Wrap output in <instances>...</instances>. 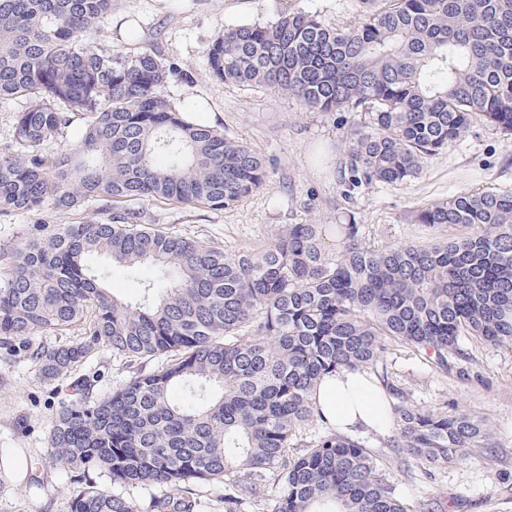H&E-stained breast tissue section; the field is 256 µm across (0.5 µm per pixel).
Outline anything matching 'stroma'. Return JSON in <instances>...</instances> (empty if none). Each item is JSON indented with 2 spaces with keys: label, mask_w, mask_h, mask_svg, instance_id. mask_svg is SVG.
<instances>
[{
  "label": "stroma",
  "mask_w": 512,
  "mask_h": 512,
  "mask_svg": "<svg viewBox=\"0 0 512 512\" xmlns=\"http://www.w3.org/2000/svg\"><path fill=\"white\" fill-rule=\"evenodd\" d=\"M317 12L332 24L353 21V0H112V11L93 39L101 49L137 53L158 45L176 54L191 82H171L166 94L200 124L223 129L264 159V188L238 206L215 211L166 200H131L147 224L209 243L230 254L271 246L287 224H363L378 246L425 243L436 230L414 221L415 211L460 192L512 189V139L474 122L456 145L427 159L419 179L346 193L344 142L348 125L307 109L296 98L267 89L244 90L211 79L206 51L224 28L272 21L277 10ZM97 205L49 208L19 214L0 226V249L23 236L27 224H78L108 219ZM468 358L449 357L448 371L429 369L413 347L396 342L388 371L408 405L481 417L495 452L473 449L445 467L424 470L402 448L381 446L375 431L361 432L378 451L392 483L405 491L412 512L443 494L445 512H512V345H473ZM104 350L79 374H97L94 395L103 398L139 369ZM71 394L66 385L41 380L26 360L0 350V455L24 452L32 478L0 476V512H69L70 472L50 459L49 431Z\"/></svg>",
  "instance_id": "1"
}]
</instances>
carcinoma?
I'll return each instance as SVG.
<instances>
[{"label":"carcinoma","mask_w":512,"mask_h":512,"mask_svg":"<svg viewBox=\"0 0 512 512\" xmlns=\"http://www.w3.org/2000/svg\"><path fill=\"white\" fill-rule=\"evenodd\" d=\"M354 2L346 26L284 10L224 29L206 53L209 76L358 115L345 142L353 188L418 178L475 120L512 137V0ZM111 10L112 0H0V99L25 100L0 148V218L131 198L224 210L266 182L261 156L164 95L191 80L177 58L94 44ZM77 120L75 148L41 152ZM415 218L468 233L376 249L354 221L288 224L273 246L229 255L130 210L28 225L0 253V349L23 351L48 381L104 348L161 359L103 399L86 379L72 385L49 432L53 464L81 484L69 512H139L83 484L97 470L121 486L166 487L148 512H199L197 484L224 486V512H241L246 496L266 500L242 479L262 471L274 476L268 512H410L362 441L299 432L322 420L316 390L333 373L372 372L403 397L384 363L392 341L440 370L463 343L512 344V190L460 192ZM94 254L172 282L144 281L139 303H123L89 265ZM73 330L52 348L33 343ZM381 431L432 468L493 447L482 419L405 404H388Z\"/></svg>","instance_id":"cac0c4a2"}]
</instances>
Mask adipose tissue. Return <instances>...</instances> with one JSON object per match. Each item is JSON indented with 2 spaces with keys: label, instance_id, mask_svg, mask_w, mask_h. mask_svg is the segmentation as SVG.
<instances>
[{
  "label": "adipose tissue",
  "instance_id": "1",
  "mask_svg": "<svg viewBox=\"0 0 512 512\" xmlns=\"http://www.w3.org/2000/svg\"><path fill=\"white\" fill-rule=\"evenodd\" d=\"M316 401L324 421L343 432L377 429L382 401L373 381L348 371L326 378L318 387Z\"/></svg>",
  "mask_w": 512,
  "mask_h": 512
}]
</instances>
